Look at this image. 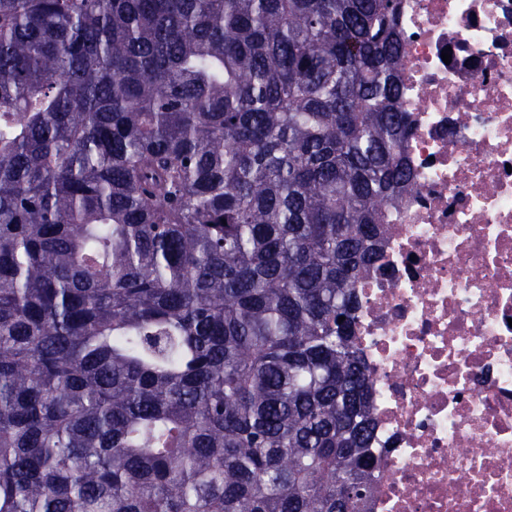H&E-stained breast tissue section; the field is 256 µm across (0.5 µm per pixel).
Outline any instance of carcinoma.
<instances>
[{
  "mask_svg": "<svg viewBox=\"0 0 512 512\" xmlns=\"http://www.w3.org/2000/svg\"><path fill=\"white\" fill-rule=\"evenodd\" d=\"M397 12L0 0V512H361Z\"/></svg>",
  "mask_w": 512,
  "mask_h": 512,
  "instance_id": "obj_1",
  "label": "carcinoma"
}]
</instances>
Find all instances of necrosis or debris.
<instances>
[{"mask_svg":"<svg viewBox=\"0 0 512 512\" xmlns=\"http://www.w3.org/2000/svg\"><path fill=\"white\" fill-rule=\"evenodd\" d=\"M399 29L413 186L358 285L363 512H512V0H399Z\"/></svg>","mask_w":512,"mask_h":512,"instance_id":"obj_1","label":"necrosis or debris"}]
</instances>
